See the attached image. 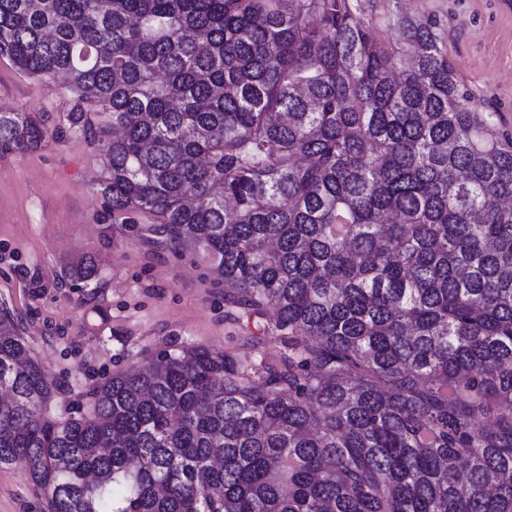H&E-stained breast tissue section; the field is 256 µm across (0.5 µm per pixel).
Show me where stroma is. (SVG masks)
Returning <instances> with one entry per match:
<instances>
[{
	"instance_id": "obj_1",
	"label": "stroma",
	"mask_w": 512,
	"mask_h": 512,
	"mask_svg": "<svg viewBox=\"0 0 512 512\" xmlns=\"http://www.w3.org/2000/svg\"><path fill=\"white\" fill-rule=\"evenodd\" d=\"M398 8L440 21L455 75L512 136V0H399ZM70 98L62 84L0 57V110L33 113L49 131L40 148L0 154V308L19 321L55 388L49 413L86 411L104 378L172 345L230 350L245 364L279 360L285 347L270 317L230 308L212 260L158 244L146 217L128 224L112 215L96 150L64 124ZM86 258L96 279L71 281L69 269ZM0 512H47L23 462L0 467Z\"/></svg>"
}]
</instances>
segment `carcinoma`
<instances>
[{"label":"carcinoma","instance_id":"carcinoma-1","mask_svg":"<svg viewBox=\"0 0 512 512\" xmlns=\"http://www.w3.org/2000/svg\"><path fill=\"white\" fill-rule=\"evenodd\" d=\"M380 0H0L98 192L212 257L287 348L162 350L52 418L0 313V466L48 512H512V136ZM49 137L0 111V152ZM93 261L68 277L96 278Z\"/></svg>","mask_w":512,"mask_h":512}]
</instances>
